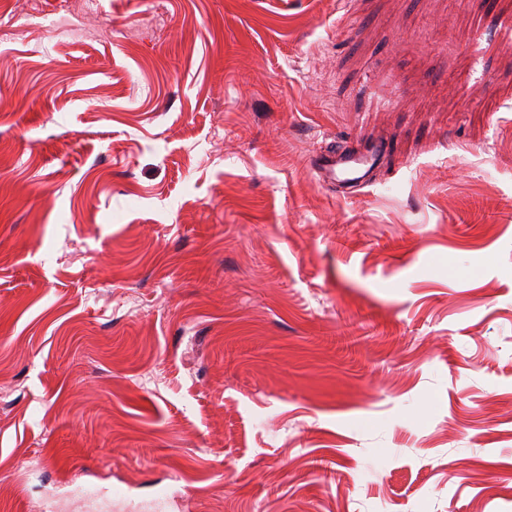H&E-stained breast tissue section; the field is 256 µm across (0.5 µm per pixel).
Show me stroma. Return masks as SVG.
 I'll return each instance as SVG.
<instances>
[{"label":"stroma","mask_w":512,"mask_h":512,"mask_svg":"<svg viewBox=\"0 0 512 512\" xmlns=\"http://www.w3.org/2000/svg\"><path fill=\"white\" fill-rule=\"evenodd\" d=\"M501 2L0 0V512H512ZM389 150L390 146L386 142L373 145L365 153L353 152L343 145H332L314 155L310 165L321 185L335 186L336 182L348 181L363 183L368 168Z\"/></svg>","instance_id":"obj_1"}]
</instances>
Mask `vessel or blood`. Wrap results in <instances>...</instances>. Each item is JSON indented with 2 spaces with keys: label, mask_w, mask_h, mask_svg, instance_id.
<instances>
[{
  "label": "vessel or blood",
  "mask_w": 512,
  "mask_h": 512,
  "mask_svg": "<svg viewBox=\"0 0 512 512\" xmlns=\"http://www.w3.org/2000/svg\"><path fill=\"white\" fill-rule=\"evenodd\" d=\"M390 150L388 143L373 145L366 152H354L342 145H332L314 155L310 160L320 184L332 186L343 182H360L370 166Z\"/></svg>",
  "instance_id": "vessel-or-blood-1"
}]
</instances>
